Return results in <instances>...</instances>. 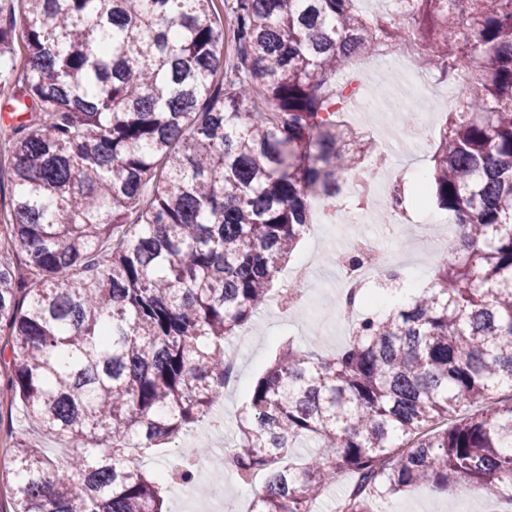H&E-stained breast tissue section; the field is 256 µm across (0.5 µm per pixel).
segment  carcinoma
Segmentation results:
<instances>
[{
	"label": "carcinoma",
	"mask_w": 512,
	"mask_h": 512,
	"mask_svg": "<svg viewBox=\"0 0 512 512\" xmlns=\"http://www.w3.org/2000/svg\"><path fill=\"white\" fill-rule=\"evenodd\" d=\"M361 2L230 0L229 55L214 0L0 13V85H21L0 159V378L70 448L16 438L10 512H166L137 451L210 413L224 341L313 205L335 214L339 182L383 162L342 120L361 90L347 65L395 50L450 88L470 70L416 194L464 245L332 357L288 344L250 389L235 471L264 474L251 512H307L345 474L344 512L458 476L489 499L512 484V0Z\"/></svg>",
	"instance_id": "carcinoma-1"
}]
</instances>
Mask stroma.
Returning a JSON list of instances; mask_svg holds the SVG:
<instances>
[{
  "mask_svg": "<svg viewBox=\"0 0 512 512\" xmlns=\"http://www.w3.org/2000/svg\"><path fill=\"white\" fill-rule=\"evenodd\" d=\"M358 69L366 95L351 106L345 119L370 133L377 148L399 163V181L406 188H413L414 173L425 174L431 170L437 136L459 92L436 82L418 70L411 57L399 52L363 61ZM404 109L416 112L413 124L403 123L400 112ZM429 217L438 224L448 225L453 221L449 212L436 205L411 204L406 208L409 231L396 237L389 234L380 211H373L363 221L349 222L327 220L321 209H314L312 226L298 243L289 263L294 266L305 260L313 261L315 286L296 313L261 310L249 328L229 342V349L240 355V385L223 393L215 405L216 414L224 419L223 432L211 430L206 420L196 425V432L206 438L209 446H216L220 441L232 445L234 428L247 404L250 387L287 343L322 356L334 354L346 344L347 333L333 315L338 284L331 271V263L346 239L356 235L377 238L388 263L403 270L408 287L424 286L431 281L435 268L422 261L432 248L423 231ZM262 483L259 476L251 484L243 485L232 474L217 477L208 472L198 487L200 496L223 502L229 510L237 494L253 497ZM495 501L480 497L467 479L460 478L445 490L421 485L388 495L377 501L375 508L377 512H493Z\"/></svg>",
  "mask_w": 512,
  "mask_h": 512,
  "instance_id": "stroma-1",
  "label": "stroma"
}]
</instances>
